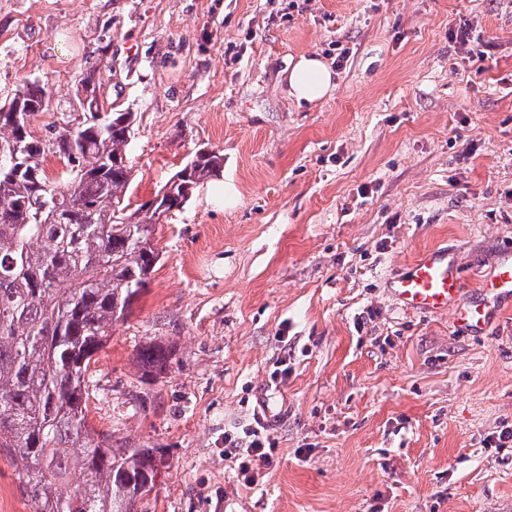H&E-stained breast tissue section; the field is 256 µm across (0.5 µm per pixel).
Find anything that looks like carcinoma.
<instances>
[{
  "label": "carcinoma",
  "instance_id": "1",
  "mask_svg": "<svg viewBox=\"0 0 512 512\" xmlns=\"http://www.w3.org/2000/svg\"><path fill=\"white\" fill-rule=\"evenodd\" d=\"M16 94L33 119L52 96L31 81ZM132 112H104L47 139L0 112V457L8 458L33 512H137L164 466L156 448H116L87 420L91 360L127 317L159 254L158 210L170 215L189 191L217 176L224 154L202 148L133 210L126 150ZM53 155L68 169L45 173ZM171 349L136 350L141 378L166 373Z\"/></svg>",
  "mask_w": 512,
  "mask_h": 512
}]
</instances>
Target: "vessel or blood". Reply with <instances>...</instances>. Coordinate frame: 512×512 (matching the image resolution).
<instances>
[{
    "instance_id": "obj_1",
    "label": "vessel or blood",
    "mask_w": 512,
    "mask_h": 512,
    "mask_svg": "<svg viewBox=\"0 0 512 512\" xmlns=\"http://www.w3.org/2000/svg\"><path fill=\"white\" fill-rule=\"evenodd\" d=\"M475 287L486 295V302H462L457 261L444 249L425 252L390 281L391 294L402 310L434 314L454 309L458 330L477 336L486 330L495 304L512 300V245L505 247L501 261Z\"/></svg>"
}]
</instances>
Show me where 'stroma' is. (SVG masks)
Returning <instances> with one entry per match:
<instances>
[{
    "instance_id": "stroma-1",
    "label": "stroma",
    "mask_w": 512,
    "mask_h": 512,
    "mask_svg": "<svg viewBox=\"0 0 512 512\" xmlns=\"http://www.w3.org/2000/svg\"><path fill=\"white\" fill-rule=\"evenodd\" d=\"M302 54L337 66L313 104ZM93 68L135 115L126 203L202 147L239 192L156 226L88 369L92 427L164 456L139 512H512V446L485 444L512 424V304L478 338L387 293L425 250L470 287L512 243V0H0V104L35 80L69 106ZM148 342L174 350L155 381ZM258 421L278 446L248 485L224 437ZM288 93L297 103H314L332 94L336 72L316 55H300L288 61ZM171 349L160 343H148L136 350L135 358L145 380H157L166 373L171 358Z\"/></svg>"
}]
</instances>
